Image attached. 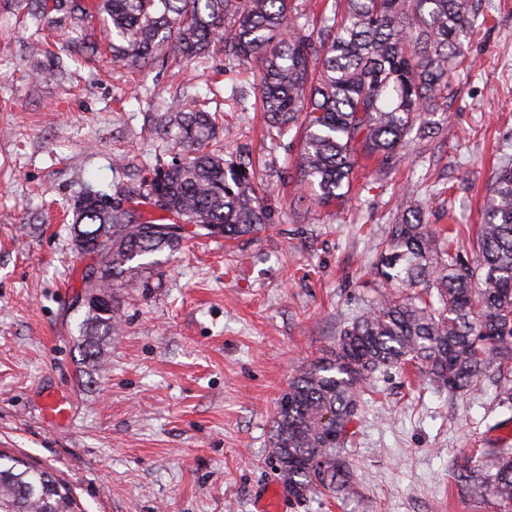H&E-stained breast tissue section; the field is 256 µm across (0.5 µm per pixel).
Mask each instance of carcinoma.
Returning a JSON list of instances; mask_svg holds the SVG:
<instances>
[{
    "label": "carcinoma",
    "mask_w": 512,
    "mask_h": 512,
    "mask_svg": "<svg viewBox=\"0 0 512 512\" xmlns=\"http://www.w3.org/2000/svg\"><path fill=\"white\" fill-rule=\"evenodd\" d=\"M309 28L297 0H25L40 26L64 25L78 49L97 47L88 18L112 24V56L127 66L161 54L188 61L214 43L238 63H257L256 81L269 131H302L297 178L318 204L346 196L360 157L381 163L409 151L416 125L453 98V73L467 59L463 38L477 29L469 0H339ZM52 62L43 77L66 75ZM166 133L183 152L157 165L138 192L147 209H108L103 192L89 190L75 205L73 242L84 252L100 241L98 276H82L84 305L77 348L96 365L100 340L120 323L112 288L123 285L131 262L179 250L182 240H232L262 229L269 214L247 173L208 149L215 121L205 111L162 115ZM401 222L375 265L391 288L425 286V294L380 301L347 325L331 353L301 369L288 384L274 417L271 463L288 494L312 488L331 494L349 487L347 443L336 434L359 412V388L378 374L420 365L430 383L459 393L493 363L512 372V156L503 154L483 197L474 257L448 243L445 230L421 220L417 203H401ZM183 225V233L164 228ZM495 472L461 473L460 486L489 491L512 504V448H501ZM70 487L53 471L0 452V512H79Z\"/></svg>",
    "instance_id": "carcinoma-1"
}]
</instances>
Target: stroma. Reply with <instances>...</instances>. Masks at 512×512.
<instances>
[{
	"instance_id": "35a3bbf8",
	"label": "stroma",
	"mask_w": 512,
	"mask_h": 512,
	"mask_svg": "<svg viewBox=\"0 0 512 512\" xmlns=\"http://www.w3.org/2000/svg\"><path fill=\"white\" fill-rule=\"evenodd\" d=\"M470 65L436 119L445 140L416 141L388 167L360 161L348 195L297 201L299 142L270 138L254 68L223 47L182 66L131 68L107 43L71 76L43 81L30 43L66 30L26 25L0 0V451L56 471L82 512H255L281 479L270 464L277 402L292 376L334 348L368 305L399 298L373 267L410 193L427 224L455 225L471 249L480 200L512 135V0H473ZM215 115L214 148L263 188L266 229L196 238L116 289L122 328L100 368L74 338L88 265L73 247L87 190L139 187L176 150L170 105ZM486 375L465 394L426 384L415 366L362 388L348 445V492L284 498L280 512H512L491 493H460L465 460L490 470L493 431L512 401ZM65 401L64 420L44 411Z\"/></svg>"
}]
</instances>
